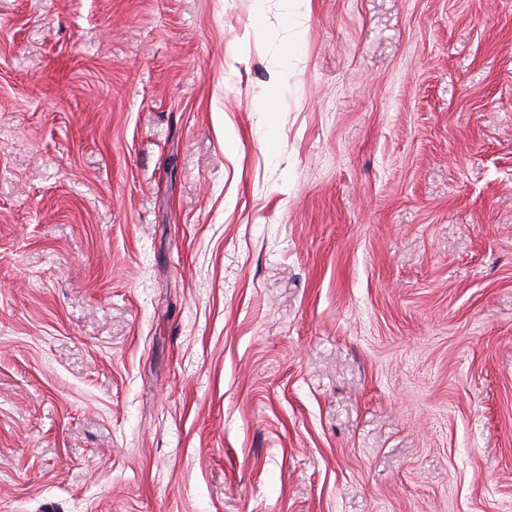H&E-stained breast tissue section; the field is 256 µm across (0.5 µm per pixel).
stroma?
I'll return each mask as SVG.
<instances>
[{
    "label": "stroma",
    "instance_id": "35a3bbf8",
    "mask_svg": "<svg viewBox=\"0 0 512 512\" xmlns=\"http://www.w3.org/2000/svg\"><path fill=\"white\" fill-rule=\"evenodd\" d=\"M0 512H512V0H0Z\"/></svg>",
    "mask_w": 512,
    "mask_h": 512
}]
</instances>
